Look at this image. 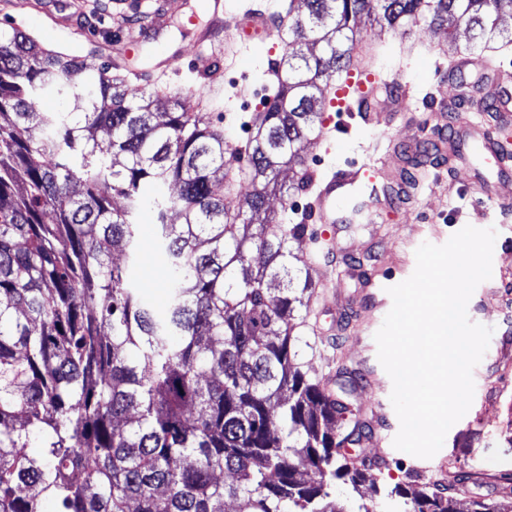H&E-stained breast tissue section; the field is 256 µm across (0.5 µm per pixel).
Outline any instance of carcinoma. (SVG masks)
<instances>
[{
  "label": "carcinoma",
  "mask_w": 512,
  "mask_h": 512,
  "mask_svg": "<svg viewBox=\"0 0 512 512\" xmlns=\"http://www.w3.org/2000/svg\"><path fill=\"white\" fill-rule=\"evenodd\" d=\"M293 2L242 198L224 194L230 145L206 113L179 96L160 112L112 63L89 78L79 56L0 29V512H41L44 495L57 512H350L338 482L370 490L356 512L380 496L390 512H458L430 484L380 489L343 452L345 405L298 363L307 225L267 200L288 196L281 172L319 134L358 18L423 21L450 49L463 27L485 50L512 0H305L301 15ZM49 95L72 109L37 110ZM146 209L169 266L162 313L131 276Z\"/></svg>",
  "instance_id": "carcinoma-1"
}]
</instances>
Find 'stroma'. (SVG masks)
I'll return each mask as SVG.
<instances>
[{
  "instance_id": "35a3bbf8",
  "label": "stroma",
  "mask_w": 512,
  "mask_h": 512,
  "mask_svg": "<svg viewBox=\"0 0 512 512\" xmlns=\"http://www.w3.org/2000/svg\"><path fill=\"white\" fill-rule=\"evenodd\" d=\"M28 0L16 9L0 0V27H15L39 41L68 50L96 74L102 61L118 59L127 69L172 64L155 83L128 82L130 96L145 92L181 95L187 104L208 101L206 116L223 129L235 149L227 165L238 194L250 191L244 146L251 137L250 117L262 111L269 92L265 73L285 52V35L276 32L237 69L215 83L194 68L197 36L209 20L206 0ZM361 41L372 51L365 63L383 77L411 88L402 109L382 99L378 121L347 112H325L326 137L312 140L305 165L327 170L361 161L362 148L382 140L389 147L382 182L391 184L393 205L366 211L353 224H309L308 237L296 247L298 266L308 268L313 288L301 328V369L324 391L345 393L346 421L353 441L346 452L371 464L379 487L436 485L468 512L477 498H512V175H498L480 156L467 161L438 152L435 109L453 112L456 104L491 93L512 98V43L499 40L489 54L494 69L505 72L499 83L468 77L448 79L451 68L439 38L427 24L413 31L377 33L358 24ZM491 183V196L479 187ZM493 229L492 276L473 292L467 314L493 330L488 349L473 370L475 392L465 416L448 431L442 448L429 459L397 450L393 439L399 420L390 401L392 381L377 358L375 334L392 307L388 287L409 278L416 249L425 242L441 245L464 226ZM137 277L156 308L167 303L166 260L152 240L141 243Z\"/></svg>"
}]
</instances>
